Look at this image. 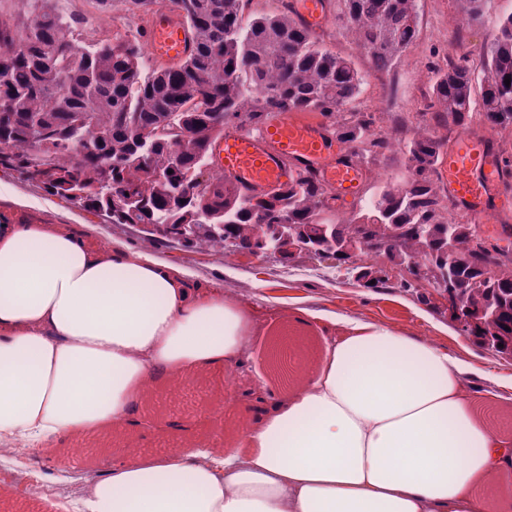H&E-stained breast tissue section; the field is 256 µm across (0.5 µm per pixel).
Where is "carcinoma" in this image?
<instances>
[{
    "label": "carcinoma",
    "instance_id": "obj_1",
    "mask_svg": "<svg viewBox=\"0 0 512 512\" xmlns=\"http://www.w3.org/2000/svg\"><path fill=\"white\" fill-rule=\"evenodd\" d=\"M14 25L0 27V165L114 224H154L189 244L222 250L230 241L256 252L283 228L282 258L301 253L350 265L363 286L378 287L394 271L409 290L426 283L457 288L476 322L464 332L500 356H512V249H488L477 225L453 220L434 179L441 131L478 119L512 133V14L500 21L480 64L445 57L432 69V94L443 112L437 126L408 146V177L380 187L347 222L322 205L324 190L302 172L269 197H245L211 176L198 180L210 141L229 117L261 127L274 112L310 109L333 119L332 134L358 145L353 159L372 160L366 129L375 118L347 111L362 76L352 61L324 47L288 13L245 14L251 0H191L185 20L195 35L192 55L176 67L143 54L147 21L159 6L184 0H88L93 12L120 8L142 25L114 44L84 34L87 22L58 0H26ZM371 49L374 68L390 70L418 37V0H338ZM467 23L486 0H459ZM480 73V111L472 109ZM80 150L84 162L74 164ZM401 241L393 240L392 229ZM381 249L374 264L360 254Z\"/></svg>",
    "mask_w": 512,
    "mask_h": 512
}]
</instances>
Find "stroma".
<instances>
[{
  "mask_svg": "<svg viewBox=\"0 0 512 512\" xmlns=\"http://www.w3.org/2000/svg\"><path fill=\"white\" fill-rule=\"evenodd\" d=\"M417 9L418 40L396 58L386 73L376 72L369 54L358 50V35L341 14L339 5L331 6L329 21L317 35L323 46L349 57L363 77L351 109H375L377 128L398 144L428 128L439 110L430 92L431 64L447 54L452 42L459 43L462 55L469 61L480 62L497 33L499 20L512 15V0H489L483 20L460 32L451 24L460 13L457 0H419ZM436 26L446 30V39H429V29ZM19 197L31 199L32 207L17 206L15 200ZM0 219L70 224L102 243L149 251L160 260L189 269L199 281L236 295L256 313L264 328L262 334L252 338L250 355L241 363L191 375L177 388L162 387L151 394L136 428L32 445L28 463L38 471L41 481L63 482L70 473L89 464L95 465L98 476H107L131 443L155 455L165 453L183 438L221 445L231 430L220 415V408L230 404L249 415L260 403L271 401L263 383L275 375V347L282 336H289L314 354L324 343L322 331L290 320L287 306L292 302L312 311H334L356 320L384 324L409 336H427L452 358L482 365L483 374L467 380L472 396L483 407L489 427L512 423V391L498 385L499 378L512 376V361L473 342L459 324L449 320L432 296L401 288L399 277L367 288L332 258L298 255L284 261L272 254L256 256L235 247L222 253L203 252L173 241L149 225L135 228L111 223L5 167H0Z\"/></svg>",
  "mask_w": 512,
  "mask_h": 512,
  "instance_id": "35a3bbf8",
  "label": "stroma"
}]
</instances>
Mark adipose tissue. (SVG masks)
<instances>
[{
    "instance_id": "ef3b65f1",
    "label": "adipose tissue",
    "mask_w": 512,
    "mask_h": 512,
    "mask_svg": "<svg viewBox=\"0 0 512 512\" xmlns=\"http://www.w3.org/2000/svg\"><path fill=\"white\" fill-rule=\"evenodd\" d=\"M302 382L219 451L128 446L87 512H512V432L482 421L479 373L430 341L324 316ZM252 312L190 271L66 224L0 220V443L132 423L157 382L232 364Z\"/></svg>"
}]
</instances>
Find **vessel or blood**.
I'll return each instance as SVG.
<instances>
[{"mask_svg": "<svg viewBox=\"0 0 512 512\" xmlns=\"http://www.w3.org/2000/svg\"><path fill=\"white\" fill-rule=\"evenodd\" d=\"M294 19L310 33L328 22L325 0H294ZM145 44L153 57L171 66L188 58L194 34L180 13L159 8L152 16ZM214 166L226 185L247 195H271L288 183L289 170L309 175L331 195L357 194L365 173L337 145L326 116L292 109L269 120L258 134L227 127L211 144ZM503 163L486 133L462 130L442 155L438 172L443 186L479 224L500 226L499 186Z\"/></svg>", "mask_w": 512, "mask_h": 512, "instance_id": "obj_1", "label": "vessel or blood"}]
</instances>
